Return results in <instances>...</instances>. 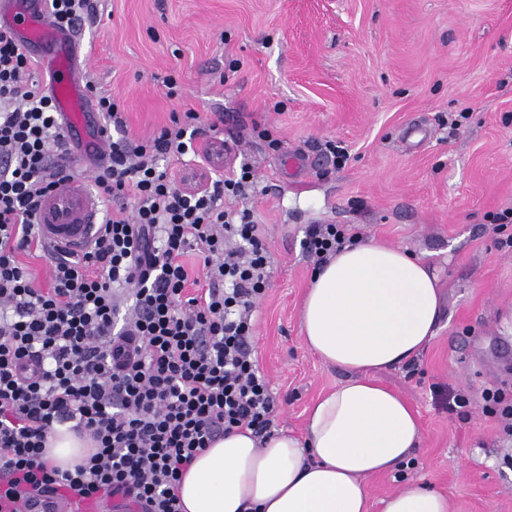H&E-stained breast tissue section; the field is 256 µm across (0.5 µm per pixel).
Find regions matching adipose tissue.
I'll use <instances>...</instances> for the list:
<instances>
[{
  "mask_svg": "<svg viewBox=\"0 0 512 512\" xmlns=\"http://www.w3.org/2000/svg\"><path fill=\"white\" fill-rule=\"evenodd\" d=\"M442 293L432 267L405 249L364 239L313 273L300 311L305 348L348 377L309 409L305 434L231 433L182 477V512H369L368 481L408 465L418 417L375 371L416 358L437 334ZM89 443L66 429L50 438V467L74 468ZM384 512H449L447 497L409 483Z\"/></svg>",
  "mask_w": 512,
  "mask_h": 512,
  "instance_id": "adipose-tissue-1",
  "label": "adipose tissue"
}]
</instances>
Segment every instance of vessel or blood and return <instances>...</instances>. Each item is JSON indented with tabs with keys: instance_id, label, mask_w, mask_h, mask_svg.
Returning <instances> with one entry per match:
<instances>
[{
	"instance_id": "b4317fda",
	"label": "vessel or blood",
	"mask_w": 512,
	"mask_h": 512,
	"mask_svg": "<svg viewBox=\"0 0 512 512\" xmlns=\"http://www.w3.org/2000/svg\"><path fill=\"white\" fill-rule=\"evenodd\" d=\"M1 28L12 31L22 46L41 47L37 61L49 77L65 129L74 131L85 120L88 92L79 80L78 50L71 33L50 24L42 0H0ZM100 211L97 196L74 180L44 199L38 222L46 240L76 248L90 240Z\"/></svg>"
}]
</instances>
